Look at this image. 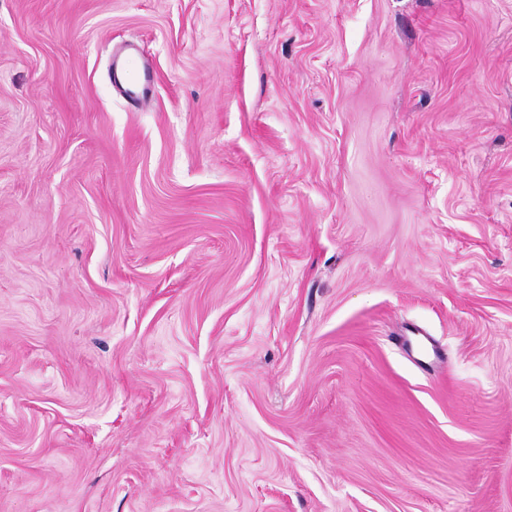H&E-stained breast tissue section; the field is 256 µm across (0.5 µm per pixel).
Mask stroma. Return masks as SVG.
<instances>
[{
    "label": "stroma",
    "instance_id": "1",
    "mask_svg": "<svg viewBox=\"0 0 512 512\" xmlns=\"http://www.w3.org/2000/svg\"><path fill=\"white\" fill-rule=\"evenodd\" d=\"M0 512H512V0H0ZM113 83L119 86L130 97H139L146 94L154 81L152 71L144 69L136 78L131 79L125 72V79L121 73L120 64L117 61L113 62L112 67Z\"/></svg>",
    "mask_w": 512,
    "mask_h": 512
}]
</instances>
